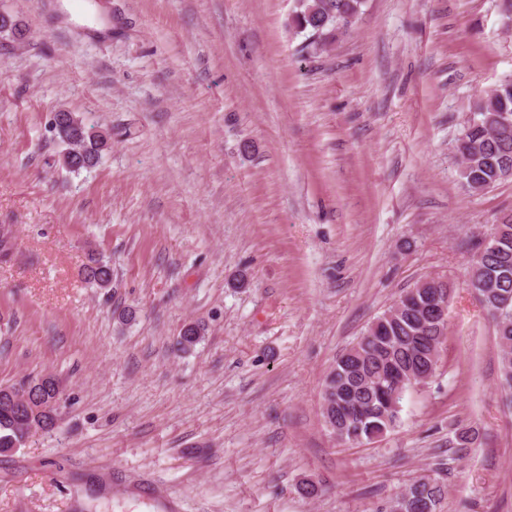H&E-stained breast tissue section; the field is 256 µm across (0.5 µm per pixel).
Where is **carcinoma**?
Masks as SVG:
<instances>
[{
    "label": "carcinoma",
    "mask_w": 512,
    "mask_h": 512,
    "mask_svg": "<svg viewBox=\"0 0 512 512\" xmlns=\"http://www.w3.org/2000/svg\"><path fill=\"white\" fill-rule=\"evenodd\" d=\"M361 0H302L295 7L290 26L328 39L351 25ZM61 129L55 140L63 146L59 162L72 172L97 164L111 147L107 133L85 122L75 112H60ZM455 148L465 156L468 172L460 175L464 186L480 193L508 179L512 164V79L497 85L475 106V117L457 138ZM496 237L478 239L476 258L468 271V286L483 292L484 308L495 321L503 384L512 390V215L495 225ZM12 229L0 224V262L12 256ZM83 279L105 290L112 285V267L93 258L82 270ZM427 294L404 292L347 348L328 373L322 392L323 418L336 439L361 443L396 427L401 401L411 388L383 389L392 372L415 371L433 362L432 352L446 338V327L424 320ZM203 329L185 325L177 337L183 352L202 339ZM63 393L51 374L29 378L18 385H0V453L22 446L32 435L55 426L57 404ZM444 489L438 483L415 482L405 497L396 499L394 512H435Z\"/></svg>",
    "instance_id": "cac0c4a2"
}]
</instances>
